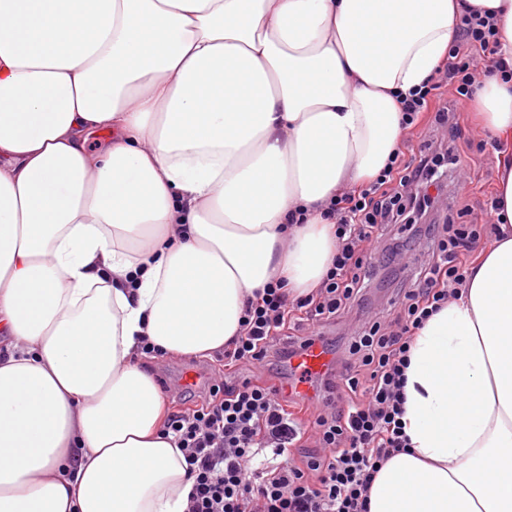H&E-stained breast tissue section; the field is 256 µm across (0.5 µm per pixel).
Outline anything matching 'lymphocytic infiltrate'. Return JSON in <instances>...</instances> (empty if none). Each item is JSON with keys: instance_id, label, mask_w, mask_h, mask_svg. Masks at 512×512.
Wrapping results in <instances>:
<instances>
[{"instance_id": "obj_1", "label": "lymphocytic infiltrate", "mask_w": 512, "mask_h": 512, "mask_svg": "<svg viewBox=\"0 0 512 512\" xmlns=\"http://www.w3.org/2000/svg\"><path fill=\"white\" fill-rule=\"evenodd\" d=\"M493 14L464 11L446 68L402 101V122L457 132L456 103L471 99L479 73L512 78V62L497 55ZM445 155L425 144L410 160L393 155L364 188L330 202L336 219V257L319 288L291 299L271 284L247 300L241 333L224 348L228 367L255 369L271 357L290 358L313 336L283 337L298 311L308 320H340L362 306L368 283V250L388 259L406 250L392 229L437 201ZM484 224H416L412 238L426 245V259L401 308L389 320H367L353 336L341 371L326 380L324 410L314 422L313 448L289 450L301 438L281 388L250 380L214 384L199 409L172 412L166 433L183 452L193 480L187 512H368V493L383 465L408 446L404 433L405 371L416 330L461 290ZM271 449L272 457L262 456Z\"/></svg>"}]
</instances>
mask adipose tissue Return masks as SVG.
<instances>
[{"label": "adipose tissue", "mask_w": 512, "mask_h": 512, "mask_svg": "<svg viewBox=\"0 0 512 512\" xmlns=\"http://www.w3.org/2000/svg\"><path fill=\"white\" fill-rule=\"evenodd\" d=\"M469 7L512 61V0H0V512H185L142 341L206 358L319 288ZM477 84L500 233L412 338L369 512H512V82Z\"/></svg>", "instance_id": "1"}]
</instances>
